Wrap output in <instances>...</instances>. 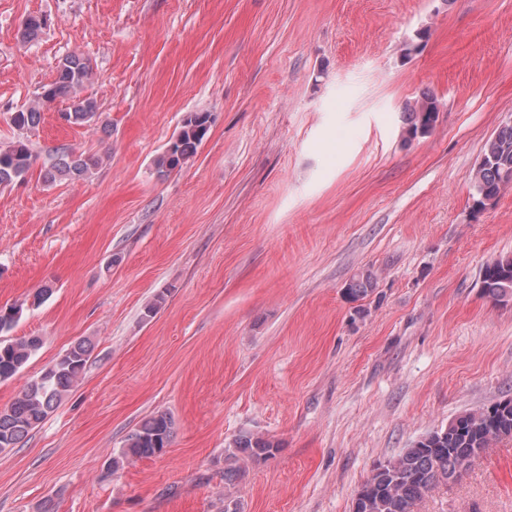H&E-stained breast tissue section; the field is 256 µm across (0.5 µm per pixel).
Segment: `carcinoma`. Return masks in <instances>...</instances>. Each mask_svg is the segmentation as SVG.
Wrapping results in <instances>:
<instances>
[{
  "instance_id": "cac0c4a2",
  "label": "carcinoma",
  "mask_w": 512,
  "mask_h": 512,
  "mask_svg": "<svg viewBox=\"0 0 512 512\" xmlns=\"http://www.w3.org/2000/svg\"><path fill=\"white\" fill-rule=\"evenodd\" d=\"M92 76L87 59L71 55L60 63L52 83L27 107L12 113L11 123L18 130L39 125L44 107L59 98L70 100L64 112L71 125L89 126L98 119L99 106L92 97L81 95ZM406 139L429 134L438 120L439 103L430 93H422L416 103L405 108ZM212 124L209 112H193L183 119L177 136L154 159L157 173L165 176L186 166L196 156ZM34 158L28 144L17 140L0 148V188L26 180ZM102 164V159L83 153H63L49 171L52 179L79 180ZM512 181V122L501 125L486 141L472 182V208L481 212L493 205ZM481 291L494 303L512 302V256H500L487 263L480 277ZM374 278L364 272L345 284L344 294L352 302L374 292ZM22 314V308L0 310V334L9 332ZM38 336L0 340V383L13 378L41 348ZM94 351L88 340H80L40 374L31 379L19 395L0 409V452L15 447L34 430L82 379ZM174 421L164 412L143 419L128 436L110 468L150 457L167 448L173 437ZM419 448H408L398 458L378 463L359 489L358 512H414L418 502L439 485L455 478L464 461L476 457L479 449L512 438V399L495 402L488 410L465 411L456 416L447 431L426 435ZM281 444L251 432L236 436L227 449L229 460L259 462L273 456Z\"/></svg>"
}]
</instances>
